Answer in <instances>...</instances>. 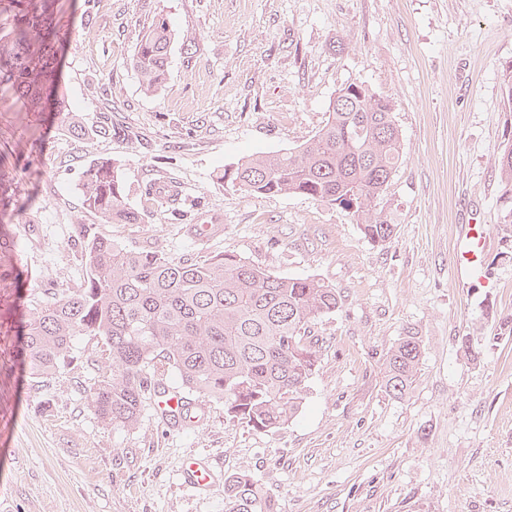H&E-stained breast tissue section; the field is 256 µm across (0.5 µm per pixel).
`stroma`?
<instances>
[{"instance_id": "stroma-1", "label": "stroma", "mask_w": 512, "mask_h": 512, "mask_svg": "<svg viewBox=\"0 0 512 512\" xmlns=\"http://www.w3.org/2000/svg\"><path fill=\"white\" fill-rule=\"evenodd\" d=\"M66 114L0 94V501L9 512H225L224 489L180 482L183 457L251 475L277 512H512V224L498 148L512 133L502 69L512 63V0H55ZM173 34L165 83L141 87L143 26ZM356 81L389 98L403 163L379 207L394 235L375 245L342 208L303 196H244L218 173L254 153L311 139ZM112 118L138 139L96 136ZM117 163L140 224L87 211L85 170ZM159 181L179 195L146 193ZM213 241L191 235L204 214ZM489 229L485 274L454 264L463 221ZM204 260L233 253L267 272L336 288L315 326L321 359L301 411L255 432L200 401L202 424L150 415L112 426L84 389L97 347L77 337L66 363L36 375L17 338L16 271L26 287H79L81 246ZM423 355L410 394L385 387L384 359L406 331Z\"/></svg>"}]
</instances>
